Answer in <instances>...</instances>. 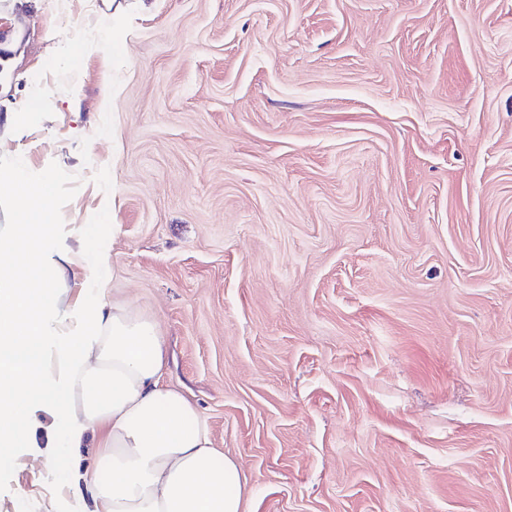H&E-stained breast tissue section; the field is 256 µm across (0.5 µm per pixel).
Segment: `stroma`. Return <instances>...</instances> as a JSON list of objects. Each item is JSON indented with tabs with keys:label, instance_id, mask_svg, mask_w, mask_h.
<instances>
[{
	"label": "stroma",
	"instance_id": "stroma-1",
	"mask_svg": "<svg viewBox=\"0 0 512 512\" xmlns=\"http://www.w3.org/2000/svg\"><path fill=\"white\" fill-rule=\"evenodd\" d=\"M0 173L156 323L246 512H512V0H0ZM0 512H64L44 445Z\"/></svg>",
	"mask_w": 512,
	"mask_h": 512
}]
</instances>
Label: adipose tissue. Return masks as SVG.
<instances>
[{
	"label": "adipose tissue",
	"mask_w": 512,
	"mask_h": 512,
	"mask_svg": "<svg viewBox=\"0 0 512 512\" xmlns=\"http://www.w3.org/2000/svg\"><path fill=\"white\" fill-rule=\"evenodd\" d=\"M48 191L22 167L0 178L20 213L0 243V457L32 447L29 420L42 412L72 453L97 450V465L72 475L78 512H246L239 464L219 458L197 409L161 384L165 343L150 319L105 304L88 270L80 325L53 329L54 292L77 262L66 249L44 257Z\"/></svg>",
	"instance_id": "adipose-tissue-1"
}]
</instances>
